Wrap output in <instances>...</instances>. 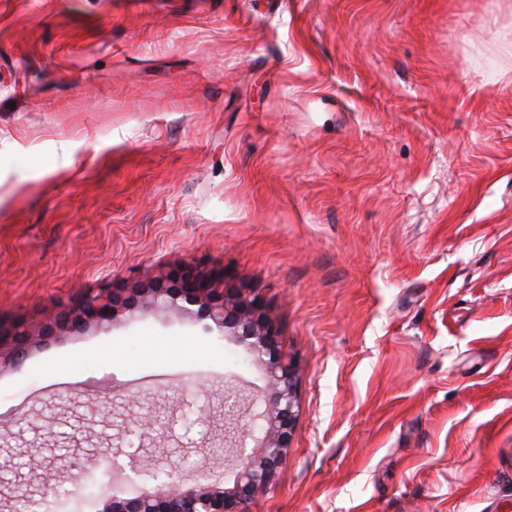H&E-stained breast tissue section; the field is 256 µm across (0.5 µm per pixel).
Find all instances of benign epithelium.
<instances>
[{
    "label": "benign epithelium",
    "mask_w": 512,
    "mask_h": 512,
    "mask_svg": "<svg viewBox=\"0 0 512 512\" xmlns=\"http://www.w3.org/2000/svg\"><path fill=\"white\" fill-rule=\"evenodd\" d=\"M215 284L214 274L188 264L161 272L146 288H104L86 297L78 309L52 315L36 334L14 332L10 357L0 356V365H16L29 345L46 340L57 328L78 332L91 323H110L123 313L133 314L143 305L186 312L195 306L196 315L250 341L265 368L267 387L261 399L264 409L253 416L238 391L225 395V446L235 452L238 467L233 486L180 475L175 481L160 483L154 492L106 498L103 512H246L248 503L269 490L288 459L298 416L296 369L282 356L280 332L266 316L260 296L251 289L227 285L218 293ZM258 420L262 436L248 453L244 446L253 437L252 425Z\"/></svg>",
    "instance_id": "1"
}]
</instances>
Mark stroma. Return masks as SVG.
<instances>
[{
    "label": "stroma",
    "mask_w": 512,
    "mask_h": 512,
    "mask_svg": "<svg viewBox=\"0 0 512 512\" xmlns=\"http://www.w3.org/2000/svg\"><path fill=\"white\" fill-rule=\"evenodd\" d=\"M198 263L297 367L287 463L247 512H512V0H0V350L101 288ZM165 373L132 433L123 387ZM245 343L177 309L0 367V506L112 436L224 461Z\"/></svg>",
    "instance_id": "35a3bbf8"
}]
</instances>
